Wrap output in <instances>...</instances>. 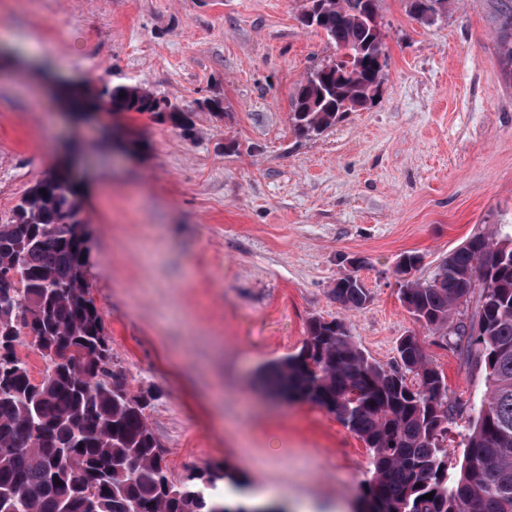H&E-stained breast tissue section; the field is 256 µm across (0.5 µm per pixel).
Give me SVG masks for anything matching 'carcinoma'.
Wrapping results in <instances>:
<instances>
[{
	"instance_id": "1",
	"label": "carcinoma",
	"mask_w": 512,
	"mask_h": 512,
	"mask_svg": "<svg viewBox=\"0 0 512 512\" xmlns=\"http://www.w3.org/2000/svg\"><path fill=\"white\" fill-rule=\"evenodd\" d=\"M319 2L305 26L332 41L336 61L300 85L291 120L306 135L367 107L387 66L379 0ZM494 2L499 58L512 81V0ZM96 100L184 121L180 108L139 86H106ZM420 261L410 253L398 263L409 275L399 288L404 307L428 331L466 340V356L486 372L460 463L448 453V422L462 404H448V385L414 334L397 346L400 368L387 370L343 321L315 317L299 351L261 365L258 378L326 410L363 441L370 469L358 486L361 512H512V240L478 233L428 280L410 276ZM88 266L76 186L67 172L50 173L0 224V512H253L224 497L222 487L243 485L226 467L170 479L147 400L128 396L112 370ZM478 269L484 288L473 298ZM332 294L348 310L369 301L353 275ZM464 300L476 301L474 313L456 323ZM24 337L46 365L38 382L18 352Z\"/></svg>"
}]
</instances>
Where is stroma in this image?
<instances>
[{"label":"stroma","instance_id":"1","mask_svg":"<svg viewBox=\"0 0 512 512\" xmlns=\"http://www.w3.org/2000/svg\"><path fill=\"white\" fill-rule=\"evenodd\" d=\"M304 6L0 0V33L47 53L0 67V221L69 165L112 367L147 399L171 480L225 466L299 512H357L363 442L316 405L264 395L256 371L296 352L311 318H337L387 369L416 334L449 399L479 404L483 367L414 321L397 264L418 254L425 280L472 235L512 232V83L492 0H449L428 22L380 0L377 96L300 136L295 93L336 55ZM117 84L180 106L185 124L58 102ZM349 274L371 295L352 311L332 294Z\"/></svg>","mask_w":512,"mask_h":512}]
</instances>
